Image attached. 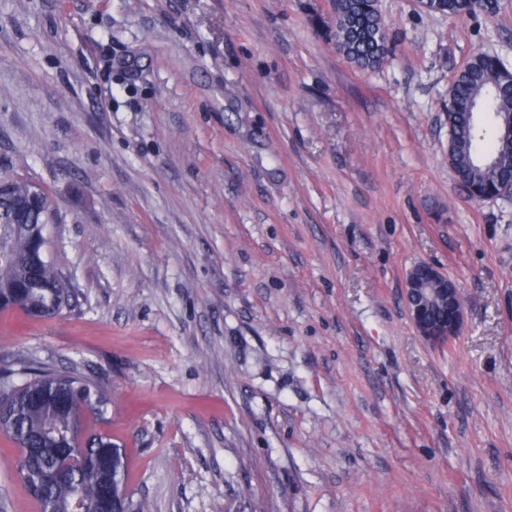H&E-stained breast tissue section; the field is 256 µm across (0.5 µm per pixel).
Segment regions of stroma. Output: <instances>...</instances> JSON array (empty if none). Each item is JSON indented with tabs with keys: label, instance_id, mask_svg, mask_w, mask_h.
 I'll list each match as a JSON object with an SVG mask.
<instances>
[{
	"label": "stroma",
	"instance_id": "1",
	"mask_svg": "<svg viewBox=\"0 0 512 512\" xmlns=\"http://www.w3.org/2000/svg\"><path fill=\"white\" fill-rule=\"evenodd\" d=\"M361 71L329 0H0V178L58 207L73 287L18 349L104 381L153 512H512V198L448 166V85L512 66V0H381ZM428 263L463 323L425 340ZM0 436V512H37ZM423 278H419L418 272ZM448 277L430 264H420L409 271L405 281L403 298L410 320L417 331L427 340H449L458 332L461 319V298L458 288H448ZM438 301L445 307L438 322L426 318V306Z\"/></svg>",
	"mask_w": 512,
	"mask_h": 512
}]
</instances>
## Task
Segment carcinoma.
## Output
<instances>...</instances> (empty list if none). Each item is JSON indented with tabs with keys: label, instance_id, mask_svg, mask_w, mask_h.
I'll use <instances>...</instances> for the list:
<instances>
[{
	"label": "carcinoma",
	"instance_id": "1",
	"mask_svg": "<svg viewBox=\"0 0 512 512\" xmlns=\"http://www.w3.org/2000/svg\"><path fill=\"white\" fill-rule=\"evenodd\" d=\"M448 17L477 13L474 0H442ZM336 51L361 71L382 66L389 30L379 0H332ZM512 113V69L499 58L474 55L448 86V148L458 184L491 191L512 179V142L503 138L501 115ZM57 208L44 189L24 179L0 200V312L19 311L54 320L70 307L72 289L47 260L49 225ZM0 435L23 449L17 469L38 512H152L146 501L118 504L101 490L123 480L112 438L87 425L109 423L104 383L78 370L36 364L17 351L0 356Z\"/></svg>",
	"mask_w": 512,
	"mask_h": 512
}]
</instances>
